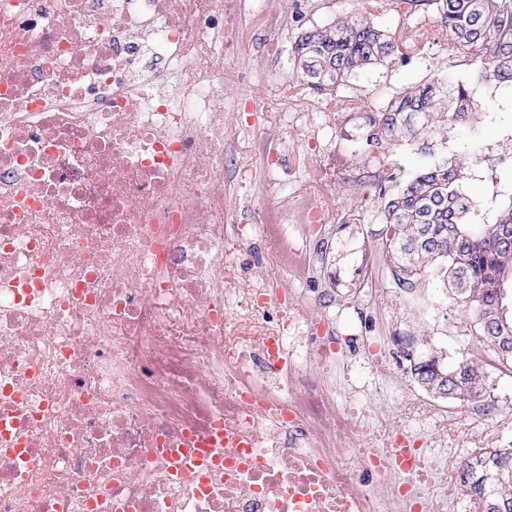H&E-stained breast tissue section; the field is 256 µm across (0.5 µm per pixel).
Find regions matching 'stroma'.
<instances>
[{
  "instance_id": "35a3bbf8",
  "label": "stroma",
  "mask_w": 512,
  "mask_h": 512,
  "mask_svg": "<svg viewBox=\"0 0 512 512\" xmlns=\"http://www.w3.org/2000/svg\"><path fill=\"white\" fill-rule=\"evenodd\" d=\"M380 22L414 36L402 57L351 75L334 110L322 92L300 85L289 59L298 36L314 25L353 17L363 0H269L266 13L246 18L237 33L234 60L224 63V275L251 265L270 289L294 296L298 321L335 335L336 403L344 405L350 368H366L361 400L383 417V430L424 448L439 447L447 434L459 460L481 448L512 446V376L494 373L478 403L426 394L396 355L397 339L414 336L450 358L476 352L467 314L445 295L434 277L417 292L393 283L382 222L379 163L401 180L416 172L413 147L374 136L369 118L407 87L442 78L470 85L476 107L466 122L436 136L437 156L464 161L466 184L479 202L473 221L491 224L512 202V99L496 82H475L477 68L451 54L436 14H416L409 0H378ZM276 25L278 50L263 41ZM268 107L257 129L245 132L252 98ZM299 111H291V104ZM318 205L327 223L308 224L304 213ZM247 225L252 246L244 248L238 225ZM354 344H344V337ZM422 399V407L409 397Z\"/></svg>"
}]
</instances>
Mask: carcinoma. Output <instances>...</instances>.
Instances as JSON below:
<instances>
[{
    "instance_id": "cac0c4a2",
    "label": "carcinoma",
    "mask_w": 512,
    "mask_h": 512,
    "mask_svg": "<svg viewBox=\"0 0 512 512\" xmlns=\"http://www.w3.org/2000/svg\"><path fill=\"white\" fill-rule=\"evenodd\" d=\"M431 9L448 34V46L475 56L481 79L512 82V0H410ZM407 47L404 33L365 17L314 26L297 38L292 64L303 84L335 91L351 74L382 64ZM474 98L464 84L449 89L436 79L409 88L390 100L378 119H370L394 140L431 152L432 139L444 122L463 119ZM463 164L444 159L423 167L401 182L379 166L377 179L393 183L381 197L383 223L390 230L385 249L394 284L416 291L424 276L434 274L447 286L452 303L471 315L480 345L494 353L496 369L512 371V284L498 275L512 267V206L493 224H471L478 201L463 183ZM409 362V373L426 392L470 402L479 399L490 373L475 356L454 364L429 354L427 368ZM469 512H512V448L479 451L460 474Z\"/></svg>"
}]
</instances>
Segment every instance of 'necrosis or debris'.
Listing matches in <instances>:
<instances>
[{
	"mask_svg": "<svg viewBox=\"0 0 512 512\" xmlns=\"http://www.w3.org/2000/svg\"><path fill=\"white\" fill-rule=\"evenodd\" d=\"M265 4L0 0V512H448L455 449L354 446L329 351L224 278L222 61Z\"/></svg>",
	"mask_w": 512,
	"mask_h": 512,
	"instance_id": "4bbe7bcc",
	"label": "necrosis or debris"
}]
</instances>
